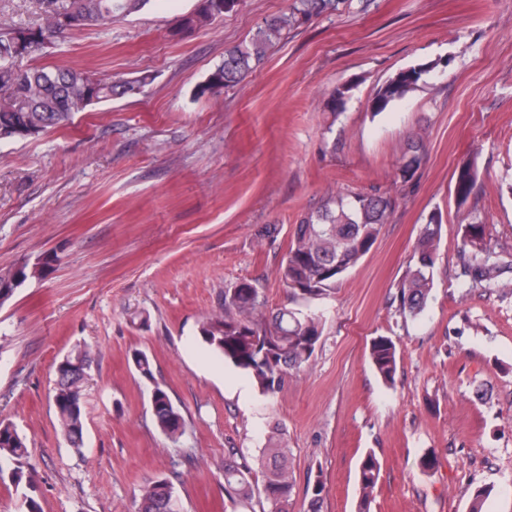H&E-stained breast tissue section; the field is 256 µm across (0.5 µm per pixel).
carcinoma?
Returning <instances> with one entry per match:
<instances>
[{"label":"carcinoma","mask_w":512,"mask_h":512,"mask_svg":"<svg viewBox=\"0 0 512 512\" xmlns=\"http://www.w3.org/2000/svg\"><path fill=\"white\" fill-rule=\"evenodd\" d=\"M151 0H66L49 3L44 22L30 25L0 26V128L17 126L40 135L50 129L70 124L75 113L69 101L83 93L99 101L114 96H130L148 84L145 75L134 81L99 79L72 67L46 69L15 67L12 47L21 40L24 50L34 55L60 42L68 31L56 16L70 10L86 14L92 26H105L122 14L143 9ZM351 0H291L288 11L264 19L248 41L224 50V61L199 85L195 95L204 97L243 82L261 68L268 53L291 31L311 19L332 14ZM238 0H202L197 8L183 17L180 27L197 29L211 25ZM434 66L422 64L401 70L391 77L372 99L370 110L380 113L393 102L426 81ZM421 139L412 138L403 152L398 177L403 185L414 182L423 160ZM477 181L475 164H466L456 173L454 195L458 206L466 205ZM397 207V198L389 193L355 196L329 194L315 211L295 225L288 251L278 275L289 290L290 307L275 311L266 308V300L255 284L242 280L224 289V311L208 316L199 326L201 341L224 362L250 375L262 393L272 395L287 375L302 371L314 355L322 335L320 319L304 311L315 300L332 292V285L349 268L366 255L376 242L382 227L389 223ZM442 218L431 214L423 225L410 259L407 273L398 285L400 312L416 318L426 309L434 288L437 250L441 239ZM509 253L492 240L489 226L479 221L464 225L460 249V287L467 292L489 290L499 286V277L512 269ZM29 273V261L0 274V297L9 301L15 291L11 279ZM370 357L378 376L394 384L398 366L397 346L388 336H377L370 345ZM67 366L82 368L92 363L91 348L75 346L65 357ZM131 362L143 378L153 379L152 362L140 350L133 351ZM81 390L65 380L56 381L53 402L59 426L69 443L83 445ZM151 410L160 432L176 443L185 431V418L168 392L155 385L151 393ZM25 437L10 422L0 419V477L9 473L15 486L22 483V459L26 457ZM290 448L272 437L258 464L264 473L260 493L269 506L267 512H293L294 482L289 470ZM380 464L368 453L359 472L360 499L358 512H370ZM251 468L230 456L224 460V494L232 507L249 502L255 495L250 480ZM325 490L321 476L309 483L304 512H322ZM134 512H181L173 484L165 478L147 480L134 497Z\"/></svg>","instance_id":"carcinoma-1"}]
</instances>
